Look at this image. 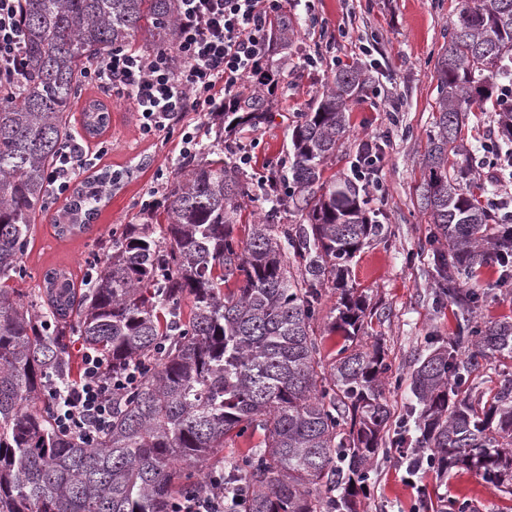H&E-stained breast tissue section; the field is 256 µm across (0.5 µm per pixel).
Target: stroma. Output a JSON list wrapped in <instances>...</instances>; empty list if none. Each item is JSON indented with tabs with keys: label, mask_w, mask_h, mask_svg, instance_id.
Here are the masks:
<instances>
[{
	"label": "stroma",
	"mask_w": 512,
	"mask_h": 512,
	"mask_svg": "<svg viewBox=\"0 0 512 512\" xmlns=\"http://www.w3.org/2000/svg\"><path fill=\"white\" fill-rule=\"evenodd\" d=\"M460 0H314L312 11L298 10L299 34L292 50H278L270 62L280 82L270 102L271 117L236 133L252 156L246 173L259 179L285 160L289 127L307 111L336 64L364 67L369 87L350 112V133L325 169L326 175L350 176L359 144L371 136L384 139L385 192H370L369 207L384 231L357 253L349 284L365 296L368 310L360 344H381L394 384L386 389L390 418L383 449L361 497L362 512H512V493L473 472L452 469L439 477L429 470L408 475L395 439L413 396L410 372L417 358L447 344L458 334L456 306L439 300L427 265L416 254L428 234L429 218L417 206L423 153L436 117L435 66L448 40ZM317 56L316 67L301 68L305 55ZM82 97L102 96L111 114L108 131L85 140L90 152H101L120 180L92 228L57 237L49 221L35 224L22 257L26 275L11 287L33 296L43 273L65 268L81 277L86 262L100 256L99 242L120 224L147 220L142 204L153 190L164 189L180 160L181 139L143 134L128 99L101 94L83 84ZM495 103L466 116L459 134L470 153L482 155V143L498 128ZM503 271L489 264L464 287L487 298L475 313L488 323L512 319V285L499 286ZM512 379V359L481 362L470 378L471 398L486 403L505 380Z\"/></svg>",
	"instance_id": "obj_1"
}]
</instances>
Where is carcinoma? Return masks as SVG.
Here are the masks:
<instances>
[{
    "label": "carcinoma",
    "instance_id": "carcinoma-1",
    "mask_svg": "<svg viewBox=\"0 0 512 512\" xmlns=\"http://www.w3.org/2000/svg\"><path fill=\"white\" fill-rule=\"evenodd\" d=\"M179 15V0H22L26 79L0 97V280L23 276L32 223L48 211V172L77 142L71 111L85 66L140 34L149 52L172 48ZM272 38L291 46L293 19L278 18ZM511 51L512 0H462L437 63L438 116L417 189L432 224L434 283L458 307L459 336L414 364L409 412L415 451L436 474L465 468L510 493L512 383L479 409L469 380L479 360L512 357V321L472 325L477 294L458 277L512 257V224L464 188L470 168L458 133L465 113L500 93ZM255 76L257 90L224 106L229 136L269 119L277 72L260 66ZM366 83L358 67H339L295 117L288 157L264 186L273 207L245 241L235 216L250 185L224 160L240 145L220 137L175 169L161 230L120 225L80 282L47 270L42 302L0 288V512H171L217 473L224 512H360L390 415L389 366L380 348L357 342L366 303L348 276L383 225L370 216L365 187L324 181L322 169ZM109 121L99 100L81 111L87 137ZM450 154L464 162L452 174ZM118 179L106 169L68 188L51 216L57 236L88 229ZM288 203L304 223H273ZM331 289L340 302L330 330L346 344L326 363L317 317ZM76 340L105 355L116 383L112 423L91 440L55 430L48 394L72 378ZM40 396L44 407L30 409ZM249 430L262 436L258 445L227 470L208 468L227 437Z\"/></svg>",
    "mask_w": 512,
    "mask_h": 512
}]
</instances>
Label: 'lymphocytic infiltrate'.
<instances>
[{
	"mask_svg": "<svg viewBox=\"0 0 512 512\" xmlns=\"http://www.w3.org/2000/svg\"><path fill=\"white\" fill-rule=\"evenodd\" d=\"M289 0H180L173 49L143 54L130 47L108 51L87 66L86 82L130 100L148 134H173L189 112L224 109L268 53L272 17L288 13ZM21 0H0V92L26 72ZM96 351L82 353L77 378L55 395V423L64 431L105 427L112 416V384Z\"/></svg>",
	"mask_w": 512,
	"mask_h": 512,
	"instance_id": "obj_1",
	"label": "lymphocytic infiltrate"
}]
</instances>
